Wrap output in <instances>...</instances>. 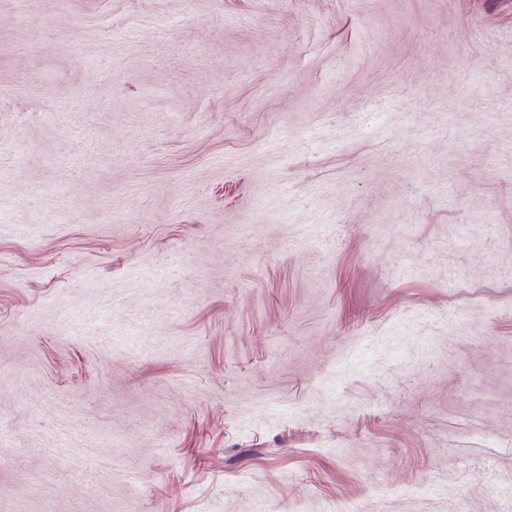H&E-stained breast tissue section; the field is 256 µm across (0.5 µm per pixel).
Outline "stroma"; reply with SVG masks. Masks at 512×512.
I'll return each mask as SVG.
<instances>
[{
  "instance_id": "1",
  "label": "stroma",
  "mask_w": 512,
  "mask_h": 512,
  "mask_svg": "<svg viewBox=\"0 0 512 512\" xmlns=\"http://www.w3.org/2000/svg\"><path fill=\"white\" fill-rule=\"evenodd\" d=\"M349 503L512 512V0H0V512Z\"/></svg>"
}]
</instances>
